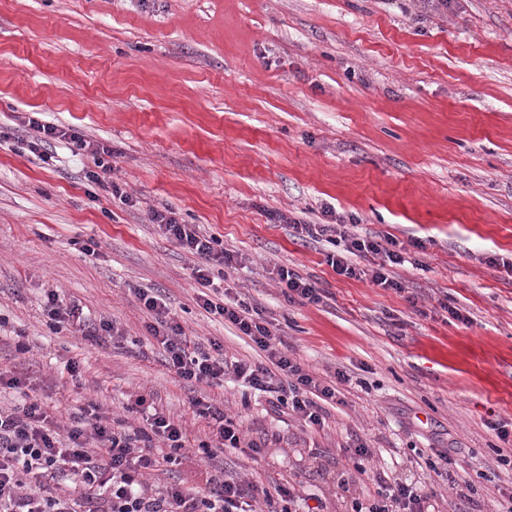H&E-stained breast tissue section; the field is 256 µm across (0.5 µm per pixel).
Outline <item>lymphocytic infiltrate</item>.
Instances as JSON below:
<instances>
[{
    "label": "lymphocytic infiltrate",
    "mask_w": 512,
    "mask_h": 512,
    "mask_svg": "<svg viewBox=\"0 0 512 512\" xmlns=\"http://www.w3.org/2000/svg\"><path fill=\"white\" fill-rule=\"evenodd\" d=\"M28 124L36 133L27 143L29 151L38 152L53 141H72L93 157L86 180L102 183L98 173L105 165L102 148L71 129L34 117ZM148 219L195 258L192 274L198 305L251 341L258 354L254 360L227 358L220 342L205 343L187 335L153 291L134 289L149 316L144 325L148 339L160 349L167 368L184 381L210 387L223 386L229 379L242 382L271 394L275 408L287 409L305 427L323 428L326 407L340 402V386L347 383V375L339 370L324 378L306 369L290 356L280 328L264 309L214 288L213 268H232L237 254L219 247L217 239L200 232L197 225L180 222L171 207L150 210ZM290 225L299 239L334 245L326 261L338 275L366 277L376 286L403 291L393 269L404 265L405 258L393 238L352 235L341 221L315 224L294 219ZM190 405L194 415L212 428L209 441L199 445L206 457L226 451L253 459L262 455V448L246 441L239 420L198 397ZM128 410L145 414V425L113 424L108 410L93 402L73 413L66 426L34 401L0 409V512H256L258 501L263 512H297L301 495L295 485L241 480L219 468L210 471L202 494L180 484L150 485L148 476L180 465L188 433L180 421L158 408H147L145 397L136 398ZM375 482L376 494L365 512H427L429 496L416 486L391 483L382 475Z\"/></svg>",
    "instance_id": "obj_1"
}]
</instances>
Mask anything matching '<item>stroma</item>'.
I'll use <instances>...</instances> for the list:
<instances>
[{
	"label": "stroma",
	"mask_w": 512,
	"mask_h": 512,
	"mask_svg": "<svg viewBox=\"0 0 512 512\" xmlns=\"http://www.w3.org/2000/svg\"><path fill=\"white\" fill-rule=\"evenodd\" d=\"M32 112L109 148L103 178L136 206L93 190L88 152L23 149ZM166 205L241 255L216 288L265 309L305 368L348 375L323 429L239 382L188 386L146 340L136 287L188 335L256 356L197 304L193 257L148 220ZM327 205L350 233L399 242L404 292L337 275L331 244L295 237L289 219L322 221ZM510 262L512 0H0V368L28 384L0 389V407L26 396L64 422L94 401L128 421L145 397L192 442L154 485L201 490L216 466L298 484L300 512H350L385 472L435 512H507L512 468L489 424L512 422ZM277 265L323 301L288 302ZM53 290L123 340L52 329ZM194 396L241 418L264 455L204 459ZM437 449L466 485L428 467Z\"/></svg>",
	"instance_id": "obj_1"
}]
</instances>
